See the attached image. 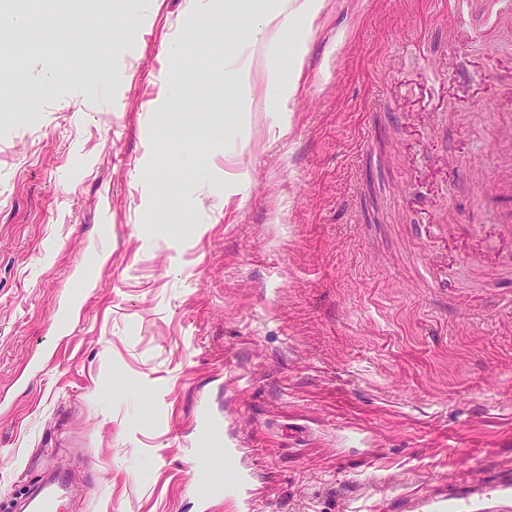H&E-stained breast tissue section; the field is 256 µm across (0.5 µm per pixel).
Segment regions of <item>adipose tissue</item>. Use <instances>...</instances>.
<instances>
[{
    "mask_svg": "<svg viewBox=\"0 0 512 512\" xmlns=\"http://www.w3.org/2000/svg\"><path fill=\"white\" fill-rule=\"evenodd\" d=\"M323 6L324 0H269L254 26L251 53L247 61L234 70L243 114L252 112L253 91H260L265 104L275 107L296 94L298 78L283 79L273 59L288 31H296L295 44L303 46L304 33L311 28Z\"/></svg>",
    "mask_w": 512,
    "mask_h": 512,
    "instance_id": "adipose-tissue-1",
    "label": "adipose tissue"
}]
</instances>
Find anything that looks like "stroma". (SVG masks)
Returning a JSON list of instances; mask_svg holds the SVG:
<instances>
[{
	"label": "stroma",
	"mask_w": 512,
	"mask_h": 512,
	"mask_svg": "<svg viewBox=\"0 0 512 512\" xmlns=\"http://www.w3.org/2000/svg\"><path fill=\"white\" fill-rule=\"evenodd\" d=\"M207 3L0 10L27 19L0 51L60 41L0 85V512L60 469L71 512H425L512 475V233L481 187L505 21L327 0L242 153L233 64L266 0Z\"/></svg>",
	"instance_id": "35a3bbf8"
}]
</instances>
